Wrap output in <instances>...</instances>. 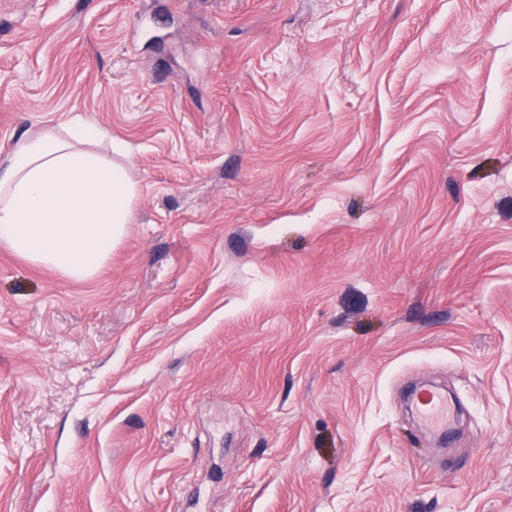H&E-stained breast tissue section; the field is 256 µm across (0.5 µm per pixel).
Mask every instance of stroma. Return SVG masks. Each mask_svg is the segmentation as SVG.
I'll return each instance as SVG.
<instances>
[{
  "label": "stroma",
  "mask_w": 512,
  "mask_h": 512,
  "mask_svg": "<svg viewBox=\"0 0 512 512\" xmlns=\"http://www.w3.org/2000/svg\"><path fill=\"white\" fill-rule=\"evenodd\" d=\"M34 27L0 159L81 114L138 193L92 279L0 244V512H512V0ZM416 409L420 420L443 423L447 415V397L428 391L417 399Z\"/></svg>",
  "instance_id": "1"
}]
</instances>
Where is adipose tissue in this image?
Wrapping results in <instances>:
<instances>
[{
    "label": "adipose tissue",
    "instance_id": "obj_1",
    "mask_svg": "<svg viewBox=\"0 0 512 512\" xmlns=\"http://www.w3.org/2000/svg\"><path fill=\"white\" fill-rule=\"evenodd\" d=\"M123 153L82 115L64 134L21 141L0 162V242L70 279L94 277L121 241L137 195Z\"/></svg>",
    "mask_w": 512,
    "mask_h": 512
}]
</instances>
